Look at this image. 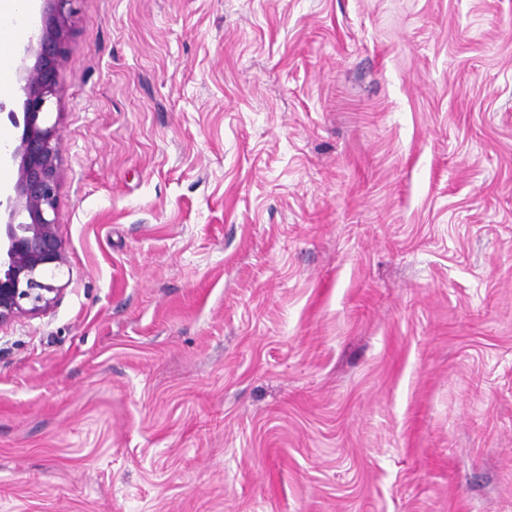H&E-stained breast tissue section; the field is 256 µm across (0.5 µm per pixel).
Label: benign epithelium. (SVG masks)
<instances>
[{"label":"benign epithelium","mask_w":512,"mask_h":512,"mask_svg":"<svg viewBox=\"0 0 512 512\" xmlns=\"http://www.w3.org/2000/svg\"><path fill=\"white\" fill-rule=\"evenodd\" d=\"M43 2L42 28L25 48L35 62L24 70L22 116L8 113L22 132L0 153L17 164L13 192L0 198V212L6 215V222H0V327L49 309L61 292L56 281L67 266L57 232L62 133L58 123L49 122V114L77 0Z\"/></svg>","instance_id":"7a95c632"}]
</instances>
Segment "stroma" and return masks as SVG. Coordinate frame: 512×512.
Segmentation results:
<instances>
[{"mask_svg":"<svg viewBox=\"0 0 512 512\" xmlns=\"http://www.w3.org/2000/svg\"><path fill=\"white\" fill-rule=\"evenodd\" d=\"M0 512H512V0H78Z\"/></svg>","mask_w":512,"mask_h":512,"instance_id":"35a3bbf8","label":"stroma"}]
</instances>
